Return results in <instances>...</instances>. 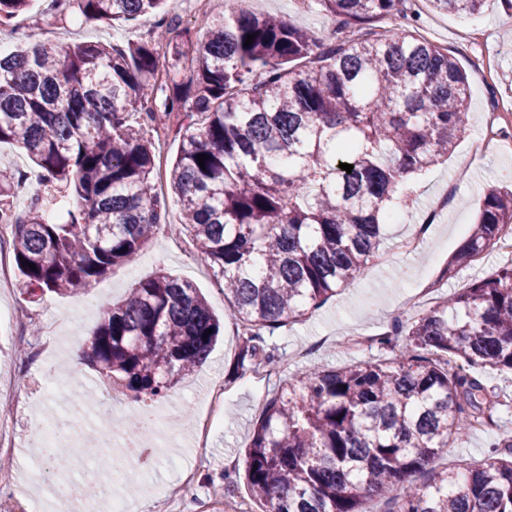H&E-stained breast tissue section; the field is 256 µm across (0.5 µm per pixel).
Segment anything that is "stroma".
<instances>
[{
	"label": "stroma",
	"mask_w": 512,
	"mask_h": 512,
	"mask_svg": "<svg viewBox=\"0 0 512 512\" xmlns=\"http://www.w3.org/2000/svg\"><path fill=\"white\" fill-rule=\"evenodd\" d=\"M408 5L417 16L416 36L446 48L466 71L472 125L447 161L420 174L411 183L410 204L402 209L400 220L383 224L379 250L383 263L369 264L355 281L338 290L311 315L267 336L268 348L280 358L275 372L263 380L245 375L232 383L224 403V423L211 434L205 448L195 445L192 412L207 396L212 379H224L232 370L242 339L235 323L227 317L224 295L211 270L197 257L190 238L174 229L180 218L177 203L168 207L167 221L173 226L172 232L151 239L135 262L110 270L89 294H46L29 304L18 286H11L8 293L0 295V377L14 379L22 391V402L13 420L17 448L11 470L17 482L28 484L29 477L23 472L28 464L39 470L46 482H57L58 472L45 468L40 458L30 461L24 458L34 448L37 422L54 421L65 431L71 427L64 402L46 396V382L69 369L72 341L90 340L104 305L122 302L136 283L158 271L187 280L199 289L214 313L223 319L224 334L207 363L185 376L165 398L166 404L180 415L178 426L157 436L158 443L166 447V458L150 472L131 474L126 470L124 449L113 447L111 454L94 462L110 486V493L101 494L91 503L79 501V512H112V499L116 496L137 502L139 512H200L204 506L209 512H239L243 507L262 512V505L253 502L244 483L226 484L217 490L210 479L222 472L243 469L252 428L267 396L290 375L313 364L336 368L388 357V350L374 342L373 337L391 328L395 320L412 317L407 302L412 292L425 290L426 300L432 305L512 260L510 254L490 250L453 278L440 275L473 224L486 187L512 177V125L502 126L497 140L482 155L474 153L488 113L498 111L501 103L512 101V14L503 0H485L480 13L469 18L435 11L428 0H408ZM243 8L257 15L288 19L314 31L326 42L332 40L337 27L315 0H245ZM48 13L49 0H32L28 11L15 19L14 29L35 25L41 38L63 44L78 41L123 44L149 38L152 31L151 24L145 21L104 26L85 22L78 15L54 21ZM14 29L0 28V43L5 48H12L18 42ZM443 193L448 196L447 212L429 226L416 251H401L400 241L423 223L430 200ZM22 308L34 324L49 318L60 327L55 348L47 354L33 352L23 373L17 370L21 355L16 340L17 313ZM299 347L307 348L308 355L293 359L292 353ZM77 380L95 411L96 421L111 424L126 421L141 409L134 402L114 401L112 390L99 381L96 371L90 367H83ZM483 382L503 403L496 425L473 430L463 440L444 449L438 458L439 466L464 468L476 464L487 456L493 442L512 438V375L489 372L484 374ZM187 471L195 476L191 495L183 503L164 506V487L180 480Z\"/></svg>",
	"instance_id": "1"
}]
</instances>
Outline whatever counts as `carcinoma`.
Segmentation results:
<instances>
[{
	"mask_svg": "<svg viewBox=\"0 0 512 512\" xmlns=\"http://www.w3.org/2000/svg\"><path fill=\"white\" fill-rule=\"evenodd\" d=\"M29 2L0 0V25ZM317 2L338 21L334 41L279 16L224 13L205 22L186 74L174 43L191 44L177 31L179 0H51L56 19H145L157 36L64 46L24 31L23 46L0 56V143L78 201L64 223L43 217L51 200L38 194L19 215L0 181L21 295L86 294L167 227V197L152 182L155 137L158 114L181 117L168 173L180 231L244 329L227 381L276 366L265 336L378 257L382 213L403 198L404 175L447 160L470 126L465 72L412 34L405 0ZM429 2L465 18L485 0ZM507 225L512 188L492 186L442 277L492 249ZM219 333L206 298L160 271L104 309L84 358L134 401L157 400L206 362ZM378 343L392 356L299 370L266 400L245 449L251 496L264 512H368L396 489L389 512H512V439L462 470L436 465L474 424L494 421L498 402H479L477 373H512V263L396 321ZM124 428L151 447L142 416ZM417 474L427 483H413Z\"/></svg>",
	"mask_w": 512,
	"mask_h": 512,
	"instance_id": "carcinoma-1",
	"label": "carcinoma"
}]
</instances>
